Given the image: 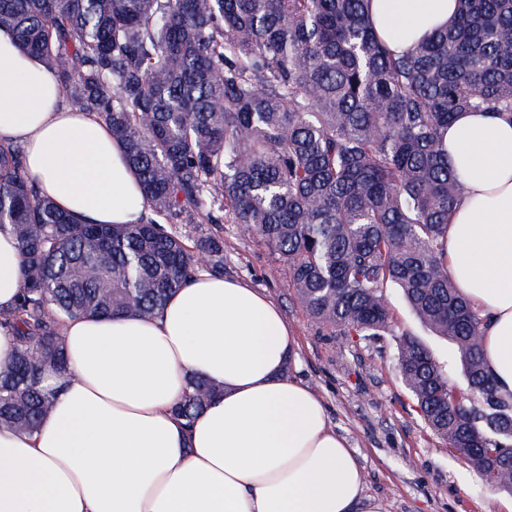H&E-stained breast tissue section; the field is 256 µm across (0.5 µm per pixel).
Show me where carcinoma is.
Listing matches in <instances>:
<instances>
[{
    "instance_id": "1",
    "label": "carcinoma",
    "mask_w": 512,
    "mask_h": 512,
    "mask_svg": "<svg viewBox=\"0 0 512 512\" xmlns=\"http://www.w3.org/2000/svg\"><path fill=\"white\" fill-rule=\"evenodd\" d=\"M372 0H0V30L58 77L69 107L112 131L148 212L83 224L42 197L18 145L0 142V234L23 258L0 309L13 361L0 427L33 432L66 374L61 326L81 315H155L200 270L224 275L231 213L288 268L309 317L350 342L398 337L406 388L448 452L512 492V394L484 367L482 318L440 241L463 195L444 138L459 112L512 114V0H457V14L402 53ZM394 283L456 346L466 384L397 332ZM220 388L191 376L174 413L191 424Z\"/></svg>"
}]
</instances>
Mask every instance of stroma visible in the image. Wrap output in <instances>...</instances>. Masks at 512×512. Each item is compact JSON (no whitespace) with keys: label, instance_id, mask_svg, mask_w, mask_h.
Here are the masks:
<instances>
[{"label":"stroma","instance_id":"obj_1","mask_svg":"<svg viewBox=\"0 0 512 512\" xmlns=\"http://www.w3.org/2000/svg\"><path fill=\"white\" fill-rule=\"evenodd\" d=\"M224 274L244 281L281 309L298 341L291 377L321 398L337 432L355 449L365 473L364 495L379 512H507L512 494L483 481L426 424L397 368L395 335L340 343L296 299L287 268L258 237L224 214ZM385 294L397 331H411L443 366L450 383L464 385L454 344L435 336L410 310L401 291Z\"/></svg>","mask_w":512,"mask_h":512}]
</instances>
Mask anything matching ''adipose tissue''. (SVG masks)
I'll return each instance as SVG.
<instances>
[{
    "label": "adipose tissue",
    "mask_w": 512,
    "mask_h": 512,
    "mask_svg": "<svg viewBox=\"0 0 512 512\" xmlns=\"http://www.w3.org/2000/svg\"><path fill=\"white\" fill-rule=\"evenodd\" d=\"M456 0H374L399 52L450 22ZM0 141L20 145L41 196L87 224H131L147 200L111 130L65 106L56 74L0 31ZM465 191L440 249L483 318V358L512 393V116L462 112L445 138ZM0 234V308L21 285ZM67 375L30 434L0 427V512H370L353 448L318 396L286 376L297 340L275 303L199 272L150 318L62 326ZM221 386L192 425L189 376Z\"/></svg>",
    "instance_id": "1"
}]
</instances>
